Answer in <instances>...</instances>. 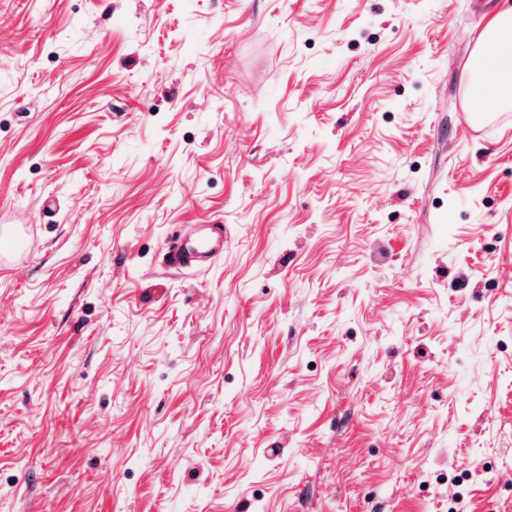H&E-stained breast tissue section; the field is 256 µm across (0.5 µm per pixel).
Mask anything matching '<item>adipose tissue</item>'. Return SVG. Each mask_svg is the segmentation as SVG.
<instances>
[{
	"mask_svg": "<svg viewBox=\"0 0 512 512\" xmlns=\"http://www.w3.org/2000/svg\"><path fill=\"white\" fill-rule=\"evenodd\" d=\"M470 82L486 108L512 102V6L487 24L473 55Z\"/></svg>",
	"mask_w": 512,
	"mask_h": 512,
	"instance_id": "1",
	"label": "adipose tissue"
}]
</instances>
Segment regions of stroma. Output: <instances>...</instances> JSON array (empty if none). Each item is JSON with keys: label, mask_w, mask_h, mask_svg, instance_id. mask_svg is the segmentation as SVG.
Returning <instances> with one entry per match:
<instances>
[{"label": "stroma", "mask_w": 512, "mask_h": 512, "mask_svg": "<svg viewBox=\"0 0 512 512\" xmlns=\"http://www.w3.org/2000/svg\"><path fill=\"white\" fill-rule=\"evenodd\" d=\"M504 5L0 0V512H512ZM471 86L488 109L512 100V6L487 24L482 42L474 52ZM178 240L167 250L168 266L191 271H201L212 266L224 256L229 243L224 236L222 224H196L194 233L188 238L182 228Z\"/></svg>", "instance_id": "obj_1"}]
</instances>
